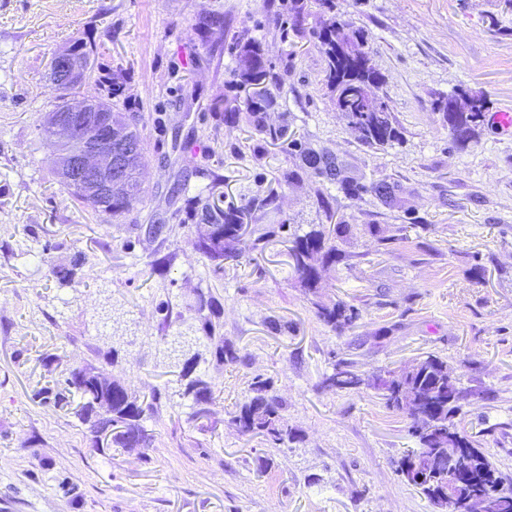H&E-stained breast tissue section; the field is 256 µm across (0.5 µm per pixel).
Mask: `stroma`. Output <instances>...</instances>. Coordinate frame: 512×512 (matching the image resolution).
Returning <instances> with one entry per match:
<instances>
[{
  "label": "stroma",
  "mask_w": 512,
  "mask_h": 512,
  "mask_svg": "<svg viewBox=\"0 0 512 512\" xmlns=\"http://www.w3.org/2000/svg\"><path fill=\"white\" fill-rule=\"evenodd\" d=\"M212 14L224 29L207 38L195 24ZM338 18L365 32L401 133L393 145L364 143L337 112L308 37L282 39L288 0H0V512H436L396 471L415 445L405 420L372 390L319 388L338 358L367 374L426 353L447 360L478 391L461 428L512 481V129L493 121L512 113V8L341 0ZM244 34L283 78L269 87L275 141L247 116L227 119L246 106L234 86ZM78 38L97 64L82 94L121 78L122 110L140 116V199L115 223L64 192L40 134L58 102L50 60ZM451 96L486 104L463 147L441 109ZM307 151L390 196L346 195L304 165ZM269 195L252 213L258 249L209 273L191 246L199 198L246 207ZM325 199L334 223L377 224L391 241L351 238L349 263L320 269L310 295L286 228L325 223ZM272 224L283 230L270 237ZM200 288L220 296L224 334L248 355L209 371L222 390L213 431L188 423L180 379L162 363L164 337L189 327ZM338 298L360 312L341 335L314 313ZM114 349V377L164 394L146 422L151 449L91 448L77 418L34 397ZM257 374L273 377L303 435L296 447L223 426Z\"/></svg>",
  "instance_id": "stroma-1"
}]
</instances>
